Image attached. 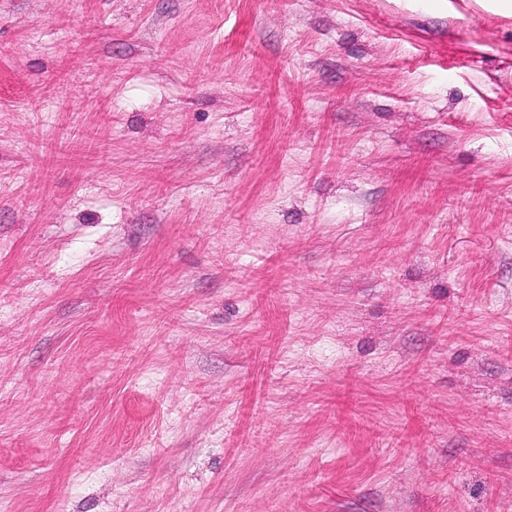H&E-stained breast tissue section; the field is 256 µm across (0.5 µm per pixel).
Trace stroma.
<instances>
[{"instance_id":"stroma-1","label":"stroma","mask_w":512,"mask_h":512,"mask_svg":"<svg viewBox=\"0 0 512 512\" xmlns=\"http://www.w3.org/2000/svg\"><path fill=\"white\" fill-rule=\"evenodd\" d=\"M0 512H512V15L0 0Z\"/></svg>"}]
</instances>
